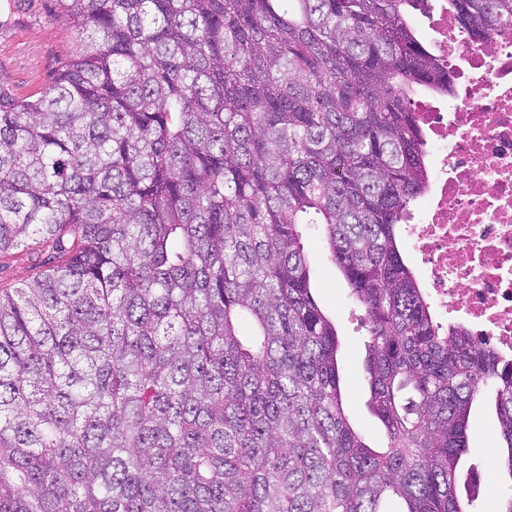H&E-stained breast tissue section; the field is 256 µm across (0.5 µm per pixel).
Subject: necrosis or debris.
I'll list each match as a JSON object with an SVG mask.
<instances>
[{
    "instance_id": "4bbe7bcc",
    "label": "necrosis or debris",
    "mask_w": 512,
    "mask_h": 512,
    "mask_svg": "<svg viewBox=\"0 0 512 512\" xmlns=\"http://www.w3.org/2000/svg\"><path fill=\"white\" fill-rule=\"evenodd\" d=\"M430 43L456 73L445 103L421 102L427 193L403 232L439 318L458 317L477 345L512 357V31L491 46L428 16Z\"/></svg>"
}]
</instances>
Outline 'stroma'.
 <instances>
[{
  "label": "stroma",
  "instance_id": "obj_1",
  "mask_svg": "<svg viewBox=\"0 0 512 512\" xmlns=\"http://www.w3.org/2000/svg\"><path fill=\"white\" fill-rule=\"evenodd\" d=\"M75 47V30L59 15L55 0H0V89L17 97L40 92ZM304 247L314 270L318 301L335 322L342 344L347 414L355 426L383 438L384 429L368 408L367 336L360 325L363 311L329 261L321 235L308 231ZM47 257V252L38 250H15L1 257L0 288H12L35 277ZM469 435L470 450L459 464V493L475 496L477 512H496L501 492L498 469L504 450L491 402L474 404Z\"/></svg>",
  "mask_w": 512,
  "mask_h": 512
}]
</instances>
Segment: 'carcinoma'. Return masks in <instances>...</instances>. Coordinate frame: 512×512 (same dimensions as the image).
<instances>
[{
    "label": "carcinoma",
    "instance_id": "obj_1",
    "mask_svg": "<svg viewBox=\"0 0 512 512\" xmlns=\"http://www.w3.org/2000/svg\"><path fill=\"white\" fill-rule=\"evenodd\" d=\"M78 45L0 89V512H463L494 400L512 512V359L443 327L398 225L429 182L415 108L453 73L431 0H55ZM474 42L512 0H447ZM364 309L350 422L309 229ZM49 252L15 250L0 258V288H13L44 269Z\"/></svg>",
    "mask_w": 512,
    "mask_h": 512
}]
</instances>
